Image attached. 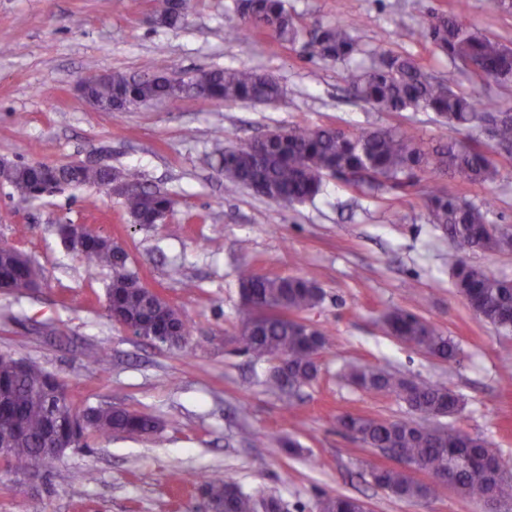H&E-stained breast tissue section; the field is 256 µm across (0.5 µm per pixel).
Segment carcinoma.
I'll list each match as a JSON object with an SVG mask.
<instances>
[{
  "instance_id": "obj_1",
  "label": "carcinoma",
  "mask_w": 512,
  "mask_h": 512,
  "mask_svg": "<svg viewBox=\"0 0 512 512\" xmlns=\"http://www.w3.org/2000/svg\"><path fill=\"white\" fill-rule=\"evenodd\" d=\"M244 2L243 23L272 31L283 42L298 38L299 30L285 0ZM468 8V0H452L449 12L431 16L424 38L451 63L474 66L475 78L511 84L512 48L464 24L460 16ZM153 13L157 23L176 27L183 19L184 0H153ZM311 46L319 57L341 62L358 51L351 32L339 23L318 26ZM347 81L356 97L381 112L432 111L448 125L462 128H475L494 113L476 93L457 91L450 82L426 72L413 58L389 50L373 52L368 68L347 71ZM88 92L119 109L182 95L203 105L217 101L274 102L283 96L282 87L272 77L245 68L200 71L187 79L172 77L165 71L151 77L114 72L107 80L90 84ZM498 149L512 157V118L493 127L490 143L483 146L452 141L429 146L393 126L354 133L337 126L299 123L272 132L259 145L219 153L217 172L231 186L249 187L272 203L289 206L314 200L330 178L349 186L375 181L401 187L420 171L436 179L449 176L474 185H491L499 175L493 157ZM114 179L127 185L119 198L133 223L154 224L172 211L174 200L146 186L136 171L83 162L0 165V181L14 188L19 205L63 187L100 189ZM425 209L428 222L448 232L453 246L448 253V268L457 292L481 319L506 334L512 333V281L459 258V253L474 249L489 253L508 250L507 242L490 224L487 211L442 188L426 193ZM73 252L90 269L106 267L112 271L105 304L110 319L133 335L148 338L158 324L170 322L176 336L158 343L175 346L187 339L189 326L174 315L171 305L151 300L143 290L131 286L134 273L127 268L126 250L114 247L110 238L90 230L84 243ZM36 276L37 269L27 258L17 261L9 256L0 260V283L12 292L29 290ZM238 285L244 318L234 342L242 351L273 363L269 384L291 409L297 392L317 379L319 355L327 342L320 328L299 323L301 315L320 304L321 290L310 279L258 274L248 265L240 269ZM382 322L389 335L406 345L450 364L458 362L456 343L418 315L394 308L383 315ZM344 378L364 391L395 395L419 418L412 423L355 413L338 417L340 428L352 440L372 448H391L402 462L400 466L373 471L378 486L402 498L428 499L435 494L437 485L417 481L413 473L422 471L447 476L466 486L472 497L485 491L488 472L499 463L491 444L444 425L424 424L427 419H435L439 411L457 414L462 408L458 395L446 387L370 365L350 366ZM2 404L7 406L8 415L0 418V440L8 441L10 452L5 461L16 473L43 471L51 465L48 432L52 422L64 430L71 419L83 418V448L104 435H143L159 427L154 417L122 407H80L58 377L31 361L19 370L16 359L6 355H0ZM493 487L501 502H511L512 472L494 480ZM205 494L208 512H272L278 508L275 499L247 493L228 477L212 479ZM358 509L356 499L343 495L325 496L319 503V512Z\"/></svg>"
}]
</instances>
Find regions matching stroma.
<instances>
[{
    "instance_id": "obj_1",
    "label": "stroma",
    "mask_w": 512,
    "mask_h": 512,
    "mask_svg": "<svg viewBox=\"0 0 512 512\" xmlns=\"http://www.w3.org/2000/svg\"><path fill=\"white\" fill-rule=\"evenodd\" d=\"M241 0H187L182 23L153 21L152 0H0V159L62 164L100 152L103 163L140 172L172 194L161 224L132 223L121 199L104 190L70 188L17 207L0 182V244L27 255L40 272L32 293L0 291V353L31 360L68 383L77 404L112 405L157 418L152 434H115L72 450L27 480L0 462V512H202L201 490L214 474L231 475L245 491L275 497L282 512H318L326 495L362 500L369 512H483L479 501L447 488L407 500L378 487L371 474L387 466L375 448L338 427L346 412L406 420L395 396L367 392L342 376L372 365L442 385L463 400L448 425L489 441L512 470V334L476 316L456 292L447 234L426 218L429 174L394 189H353L329 180L314 201L281 207L247 188H229L216 172L217 151L243 145L298 122L350 131L390 125L429 144L474 143L476 130L451 128L432 112H380L352 97L344 63L312 55L321 25L341 23L358 41L353 62L372 51L412 55L455 89L512 108V85L474 81L420 37L432 13L451 0H286L301 34L281 42L240 21ZM467 24L512 47V13L493 0H469ZM170 74L246 67L284 89L274 103L165 99L122 112L89 106L77 87L86 76L121 71ZM223 139H216V130ZM497 182L480 187L447 178L452 194L487 207L490 222L512 226V158L498 156ZM83 224L121 243L128 267L189 323L178 347L130 335L105 312L112 272L87 269L58 233ZM299 275L322 289L306 318L327 343L318 378L285 408L267 379L272 365L228 344L240 325L238 273ZM179 268L180 278L170 275ZM196 285L187 292L184 281ZM416 313L451 336L460 364L450 366L388 335L391 308ZM105 351L111 362L87 361ZM295 440L300 456L282 442ZM189 471L174 488L170 474Z\"/></svg>"
}]
</instances>
